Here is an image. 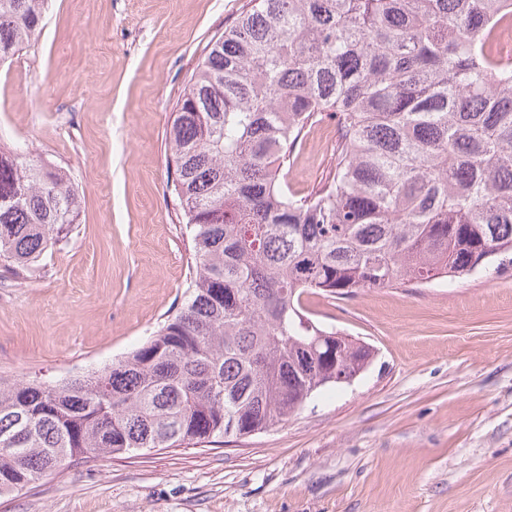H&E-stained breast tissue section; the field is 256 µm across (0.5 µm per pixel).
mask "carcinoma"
I'll return each instance as SVG.
<instances>
[{"label":"carcinoma","mask_w":512,"mask_h":512,"mask_svg":"<svg viewBox=\"0 0 512 512\" xmlns=\"http://www.w3.org/2000/svg\"><path fill=\"white\" fill-rule=\"evenodd\" d=\"M212 45L169 130L193 241L182 308L85 376L0 382V495L66 461L216 443L298 412L372 349L336 350L310 291L429 284L512 255V67L491 28L507 0H252ZM47 0H0V62ZM339 130L311 191L291 149ZM59 169L0 149V259L28 270L71 225Z\"/></svg>","instance_id":"obj_1"}]
</instances>
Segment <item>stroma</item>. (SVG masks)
<instances>
[{
    "label": "stroma",
    "instance_id": "stroma-1",
    "mask_svg": "<svg viewBox=\"0 0 512 512\" xmlns=\"http://www.w3.org/2000/svg\"><path fill=\"white\" fill-rule=\"evenodd\" d=\"M249 0H50L0 63V145L66 172L78 224L29 272L0 266V378L64 379L141 345L186 301L190 239L168 130L212 42ZM335 122L287 180L325 175ZM373 349L288 421L189 448L72 462L0 512H512V263L455 281L305 293Z\"/></svg>",
    "mask_w": 512,
    "mask_h": 512
}]
</instances>
